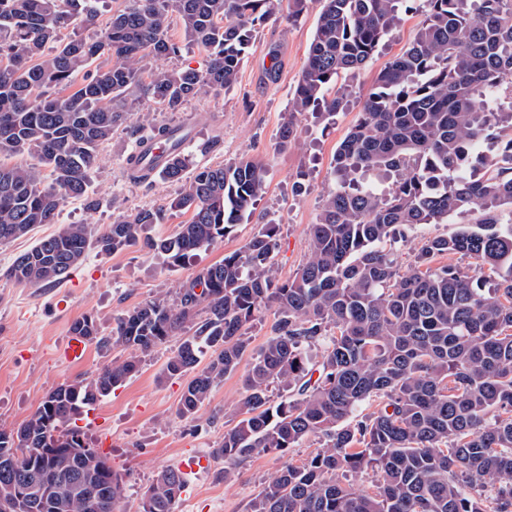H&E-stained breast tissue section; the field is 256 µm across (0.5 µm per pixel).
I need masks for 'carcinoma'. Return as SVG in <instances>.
<instances>
[{
    "mask_svg": "<svg viewBox=\"0 0 512 512\" xmlns=\"http://www.w3.org/2000/svg\"><path fill=\"white\" fill-rule=\"evenodd\" d=\"M91 0H0V245L54 224L69 199L88 198L98 149L128 119L138 92L161 112L231 87L252 31L273 0H131L93 41L64 38L71 25L97 24ZM320 11L279 146L299 116L331 114L341 83L371 63L413 0H318ZM412 43L358 94L361 117L338 145L335 188L309 225L310 253L296 274L276 276V225L182 283L176 297L145 301L116 318L108 336L95 319L71 332L100 348L122 346V361L88 380L53 389L18 429H0V512H119L122 478L106 455L71 426L82 408L135 375L143 358L174 338L169 378L188 373L177 415L193 421L215 387L238 369L253 314L277 308L272 336L252 359L235 424L212 454L236 463L288 450L310 436L322 447L285 462L251 512H512V0H425ZM206 56L203 70L157 66L147 57L178 52L169 35ZM392 173L382 196L362 175ZM160 175L180 192L160 208L122 214L102 233L67 224L41 238L4 272L15 284L56 283L95 250L139 248L175 266L224 239L266 192L254 160L222 166L171 153ZM190 214L166 238L142 236L168 212ZM473 222L421 242L401 270L381 244L417 224ZM439 255L471 260L433 267ZM207 362H202V357ZM288 391L275 403L273 389ZM374 401L377 410L357 417ZM370 471L375 491L339 476ZM180 469L162 470L142 512H174ZM95 492V506L73 489Z\"/></svg>",
    "mask_w": 512,
    "mask_h": 512,
    "instance_id": "1",
    "label": "carcinoma"
}]
</instances>
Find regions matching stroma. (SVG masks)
Listing matches in <instances>:
<instances>
[{
	"label": "stroma",
	"instance_id": "obj_1",
	"mask_svg": "<svg viewBox=\"0 0 512 512\" xmlns=\"http://www.w3.org/2000/svg\"><path fill=\"white\" fill-rule=\"evenodd\" d=\"M289 0H276L274 15L254 34L236 83L186 102L181 111L153 110L145 98L132 102V113H149L153 123L190 125L186 148L192 160L216 166L252 159L266 169L267 189L249 219L235 225L223 241L196 252L182 264H167L163 255L134 248L111 255L89 251L82 263L53 286L30 287L0 279V429L18 428L59 385L90 378L100 367L126 356L122 348L99 351L87 344L81 361H68L64 347L72 322L95 318L101 335H109L118 315L155 297H174L182 281L239 250L264 225L279 227L275 256L278 279L293 276L309 254L308 226L315 223L333 184V154L359 118L350 103L333 116L306 114L296 126L287 148L277 146L278 132L288 114L290 100L301 75L315 32L319 4L307 0L294 22H286ZM425 4L416 0L399 26L357 77L369 90L385 63L412 41L423 18ZM136 148L128 126L116 128L99 148V163L90 176L87 199L65 202L56 223L42 224L28 235L0 246V272L28 251L37 239L58 232L66 224H88L104 231L119 213L161 206L175 197L177 184L161 179L130 180L126 160ZM95 208H88V201ZM468 215L454 214L444 224H421L404 236L388 241L401 266L414 261L422 239L449 235L467 223ZM278 319L275 307L255 312L245 329L249 338L247 360L217 386L194 421L178 417L185 378L164 373L175 348L167 342L146 357L140 371L125 384L96 402L98 419L78 417L75 425L100 448L123 480L124 512H139L145 493L157 474L170 466L199 462L175 512H250L255 496L282 466L316 451L321 438L311 436L289 450L287 456L261 453L237 464L225 478L224 464L213 448L230 428L227 417L242 394L249 357L264 346Z\"/></svg>",
	"mask_w": 512,
	"mask_h": 512
}]
</instances>
